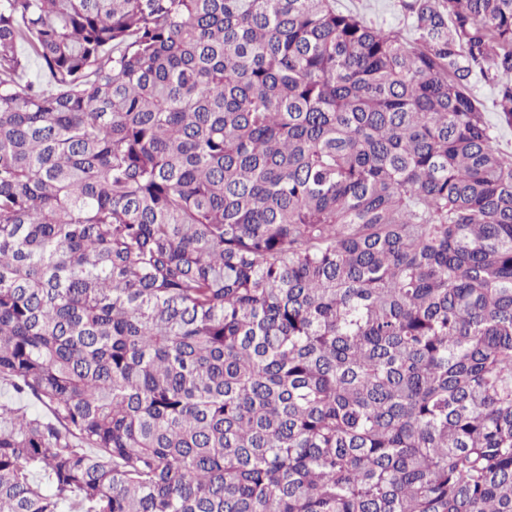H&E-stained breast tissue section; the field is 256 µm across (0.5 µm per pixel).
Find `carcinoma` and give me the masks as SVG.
Returning <instances> with one entry per match:
<instances>
[{"label": "carcinoma", "instance_id": "obj_1", "mask_svg": "<svg viewBox=\"0 0 512 512\" xmlns=\"http://www.w3.org/2000/svg\"><path fill=\"white\" fill-rule=\"evenodd\" d=\"M401 8L0 0V512H512V0ZM338 7L357 11L366 21L385 30L406 34L409 20L405 17L399 0H337Z\"/></svg>", "mask_w": 512, "mask_h": 512}]
</instances>
